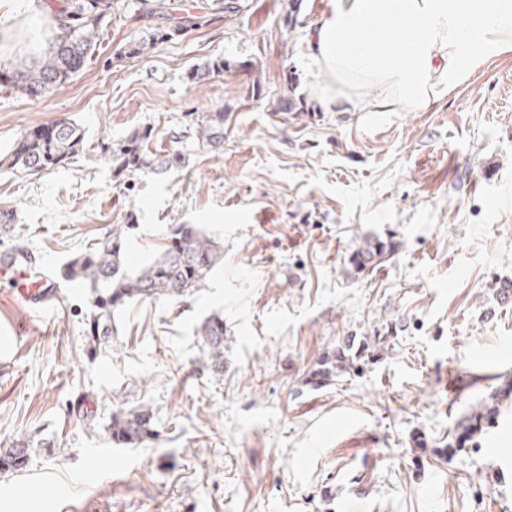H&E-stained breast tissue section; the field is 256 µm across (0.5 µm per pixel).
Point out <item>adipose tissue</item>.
Returning a JSON list of instances; mask_svg holds the SVG:
<instances>
[{"mask_svg": "<svg viewBox=\"0 0 512 512\" xmlns=\"http://www.w3.org/2000/svg\"><path fill=\"white\" fill-rule=\"evenodd\" d=\"M378 21L402 23L397 40L381 47L366 39ZM311 47L326 107L420 111L512 50V0H324ZM362 82L377 88L374 101L356 96Z\"/></svg>", "mask_w": 512, "mask_h": 512, "instance_id": "ef3b65f1", "label": "adipose tissue"}]
</instances>
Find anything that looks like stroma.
<instances>
[{
    "label": "stroma",
    "mask_w": 512,
    "mask_h": 512,
    "mask_svg": "<svg viewBox=\"0 0 512 512\" xmlns=\"http://www.w3.org/2000/svg\"><path fill=\"white\" fill-rule=\"evenodd\" d=\"M321 0H167L165 25L115 14L84 70L26 97L0 87V156L28 129L69 118L84 150L49 173H0L23 252L60 290L50 316L0 283V512H61L99 493L109 512H504L512 508V51L428 109L336 112L310 59ZM42 10L0 19V70L47 45ZM154 40L149 54L129 44ZM221 60L222 71H205ZM296 108L279 109L283 93ZM224 115V142L197 115ZM149 128L186 166L118 177L104 146ZM132 223L129 270L169 229L224 246L205 288L115 311L85 336L91 291L64 276L112 225ZM382 261L355 267L368 243ZM224 320V372L198 334ZM363 361L313 388L347 337ZM150 407L157 437L113 445L112 409ZM196 138L203 147H217L224 142V115L220 112H206L197 117Z\"/></svg>",
    "instance_id": "obj_1"
}]
</instances>
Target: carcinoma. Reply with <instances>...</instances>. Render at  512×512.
<instances>
[{
	"label": "carcinoma",
	"instance_id": "cac0c4a2",
	"mask_svg": "<svg viewBox=\"0 0 512 512\" xmlns=\"http://www.w3.org/2000/svg\"><path fill=\"white\" fill-rule=\"evenodd\" d=\"M141 15L165 16V0H140ZM50 19V38L44 55L38 59L16 58L4 86L25 96L38 95L59 87L79 73L99 46L101 35L112 24V13L120 10L117 0H45ZM200 18L185 17L173 28L160 31L166 39L196 29ZM196 138L205 147L224 142V113L206 112L197 117ZM151 130H135L120 144L105 148L104 158L116 175L125 176L142 169L170 170L184 164V156L174 151L154 162L145 146ZM84 149V136L78 125L67 119L34 127L24 133L0 159L5 171L29 175L50 171ZM130 224H116L95 247L73 257L64 271L72 282L91 289L93 307L86 323L87 339L101 345L112 335V313L133 301L167 297L177 299L202 287L210 272L224 261V246L195 224H179L170 231L160 254L135 272L125 270L123 245ZM200 335L209 348L208 367L213 374L224 373V319L212 315L201 326ZM365 346L348 339L344 346L321 357L309 375L312 384L334 377L343 365L364 357ZM110 431L117 445L136 446L156 435L152 410L144 406L112 411ZM28 445L20 440L0 455V465L17 468L25 464Z\"/></svg>",
	"mask_w": 512,
	"mask_h": 512
}]
</instances>
